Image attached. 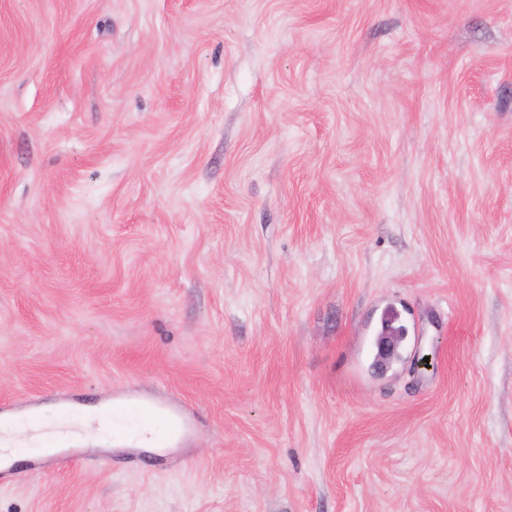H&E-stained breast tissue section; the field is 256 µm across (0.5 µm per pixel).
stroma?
Instances as JSON below:
<instances>
[{"mask_svg":"<svg viewBox=\"0 0 512 512\" xmlns=\"http://www.w3.org/2000/svg\"><path fill=\"white\" fill-rule=\"evenodd\" d=\"M119 397L0 512H512V0H0V416ZM394 318L388 317L385 319L382 333L377 339L378 361L380 362L397 356V349L406 338V334H401L392 327ZM138 409V421L136 427L123 434H116L112 439V446H133L135 448H144L148 451H154L157 448H165L174 438V430L184 428V420L180 413L169 409L167 406L159 403H136ZM156 415L167 417L173 429L165 419L155 418ZM149 420L146 423H142Z\"/></svg>","mask_w":512,"mask_h":512,"instance_id":"stroma-1","label":"stroma"}]
</instances>
